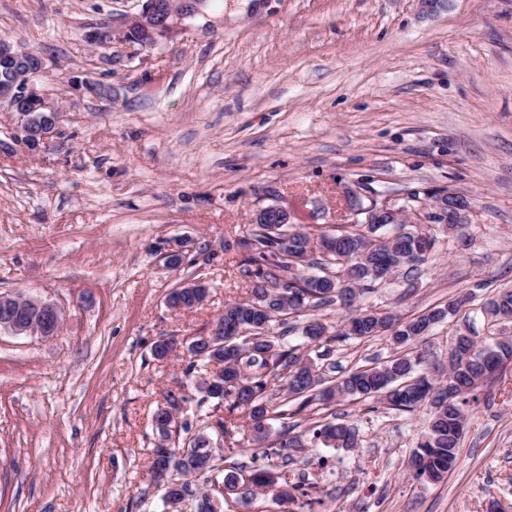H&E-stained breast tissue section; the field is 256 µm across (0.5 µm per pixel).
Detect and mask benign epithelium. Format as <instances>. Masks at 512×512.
<instances>
[{
	"mask_svg": "<svg viewBox=\"0 0 512 512\" xmlns=\"http://www.w3.org/2000/svg\"><path fill=\"white\" fill-rule=\"evenodd\" d=\"M200 0H146L142 11L124 17L110 26L94 27L87 30L83 42L96 49L106 50L116 45L127 44L129 32L138 35L140 47L152 46L157 37L170 35L177 28V19L194 10ZM29 52L11 42L0 43V60L12 65L13 76L0 82V106L9 112H17L21 123L17 126L14 139L30 152L48 150L59 133L63 111L59 105L47 98L37 87L38 80L49 72L44 59L37 62L28 60ZM372 215L365 218L366 224L381 222L384 215H402L405 224H467L472 211L469 201L448 196L442 191L434 198L416 199L405 194L369 198ZM298 218L297 209L271 205L260 209L255 222L266 224L273 220L288 224ZM185 245L175 243L164 253L167 266L178 267L184 260ZM0 332L13 335L50 337L55 335L63 322L62 309L36 297L1 295Z\"/></svg>",
	"mask_w": 512,
	"mask_h": 512,
	"instance_id": "obj_1",
	"label": "benign epithelium"
}]
</instances>
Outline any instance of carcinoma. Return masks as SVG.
I'll return each instance as SVG.
<instances>
[{
    "label": "carcinoma",
    "mask_w": 512,
    "mask_h": 512,
    "mask_svg": "<svg viewBox=\"0 0 512 512\" xmlns=\"http://www.w3.org/2000/svg\"><path fill=\"white\" fill-rule=\"evenodd\" d=\"M434 230L425 224L390 222L373 224H338L315 236L300 224H254L242 240L247 251L245 262L258 285L244 301L224 306V331L228 332L254 316L250 306L257 303L271 310L270 329L250 336H224V356L207 350L210 334L194 336L196 350L185 374H196L201 401L214 400L224 405L227 415L207 423L203 430L191 431L179 448L168 446L174 422L154 426L152 465H168V482L175 493H186L199 502L208 500L205 486L222 484L230 495L253 499L272 495L280 503L293 499L296 487L278 486L274 470L288 466L290 451L308 447L355 448V428L336 420V413L322 418L310 428L296 431L288 419L313 404L329 407L340 400L383 396L388 404L411 411L423 404L431 407L429 426L408 460L412 476L426 482H438L448 472V457H457L459 441L466 425L467 395L498 369L512 360V338L478 342L471 336L469 353L456 352V341L448 351V382L443 384L425 375H415L416 368L427 361L425 352L412 350L426 336L424 328L448 318V311L460 309L464 299H455L443 307L403 318L385 310L357 307L366 294L402 270L410 277L420 270L434 249ZM336 306L346 311L339 328L320 318L309 319L301 329L307 350L288 342L294 326L290 318L311 310ZM494 318L512 316V289L505 288L485 304ZM389 336L405 352L384 363L355 369L336 379L326 374L334 368L330 357L334 342L355 338L370 341ZM215 360L224 361V388L216 392L206 387L199 371ZM299 402L291 410V402ZM248 419L251 440L274 449L278 463L266 468L246 470V465L231 462L232 468L248 472L249 481L239 485L234 473H224L221 463L246 452L235 439L239 433L235 413ZM280 422L273 428V422ZM224 437L225 448L209 447L204 470L196 463V449L211 435ZM202 478L200 487L189 478Z\"/></svg>",
    "instance_id": "obj_1"
}]
</instances>
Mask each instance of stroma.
<instances>
[{
	"label": "stroma",
	"mask_w": 512,
	"mask_h": 512,
	"mask_svg": "<svg viewBox=\"0 0 512 512\" xmlns=\"http://www.w3.org/2000/svg\"><path fill=\"white\" fill-rule=\"evenodd\" d=\"M144 3L0 0V38L50 62L43 89L65 112L41 155L12 139L19 114L0 112V295L68 314L49 339L0 333V512H162L148 471L163 394L185 390L196 428L216 406L186 377L187 356L152 349L210 331L248 295L242 241L261 208L301 204L317 232L346 222L344 183L464 195L470 223L437 227L419 273L361 304L408 316L471 296L419 344L442 372L453 336H512L480 313L512 288V0H201L149 49L104 56L82 42ZM75 78L111 98L73 90ZM178 240L190 250L172 269L159 249ZM196 279L207 302L170 309L169 292ZM393 355L381 336L333 358L343 373ZM478 396L439 482L407 470L428 407L372 397L332 407L357 447L302 452L283 470L293 501L233 512H512V364Z\"/></svg>",
	"instance_id": "obj_1"
}]
</instances>
